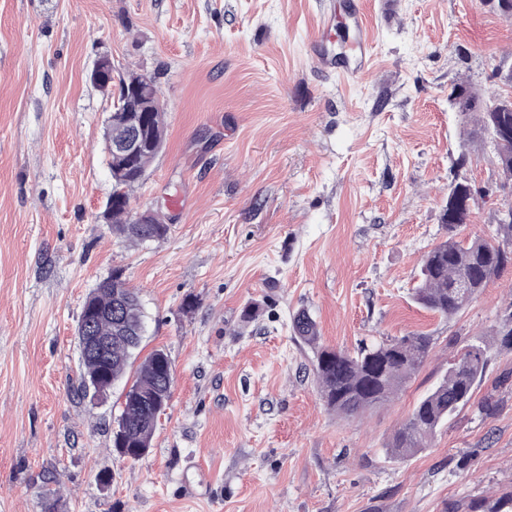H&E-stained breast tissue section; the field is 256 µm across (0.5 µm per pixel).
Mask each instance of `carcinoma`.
I'll return each mask as SVG.
<instances>
[{
    "label": "carcinoma",
    "instance_id": "carcinoma-1",
    "mask_svg": "<svg viewBox=\"0 0 512 512\" xmlns=\"http://www.w3.org/2000/svg\"><path fill=\"white\" fill-rule=\"evenodd\" d=\"M481 3L512 20V0ZM143 79L141 73L111 76L98 85L101 91L114 94V110L139 111L144 139L156 140L155 145L145 146L134 169L127 170L117 161L109 164L117 198L112 208L104 211L103 219L110 224L113 235L135 243L161 239L168 231V225L155 214L148 224L136 223L126 204L130 191L141 183L139 176L146 174L165 140V112L144 111V102L132 93L133 86ZM449 97L472 122L470 138L489 145L498 175L506 182L512 181V107L498 113L486 111L482 95L465 81L454 82ZM477 194L476 187L466 178L450 185L441 217L444 235L424 256L421 279L412 292L417 305L444 319L464 309L512 262V223H496L490 239L459 237ZM86 302L97 304L104 313L112 311V318L104 316L96 322L97 334L112 336V350L98 356L79 349L83 396L92 388V377L97 373L111 375L114 385L125 378L146 331L139 292L127 285L118 269L97 285ZM292 327L297 338L315 349L313 376L321 399L327 408L344 417L390 402L420 371L433 349V338L423 332L365 344L354 353L323 346L319 344L316 321L304 311L293 316ZM493 346L512 349V307L505 310L493 329L492 341L468 345L396 428L386 447L391 457L405 459L428 447L449 420L466 408L473 407L484 415L498 408V402L490 396L474 400L475 388L486 376L488 352ZM169 362L167 352L156 349L140 364L135 381L124 394L117 429L112 431V447L118 454L136 458L151 448L160 415L156 400L171 399ZM445 512H512V489L469 503L452 502Z\"/></svg>",
    "mask_w": 512,
    "mask_h": 512
}]
</instances>
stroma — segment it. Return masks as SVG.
<instances>
[{"label":"stroma","instance_id":"stroma-1","mask_svg":"<svg viewBox=\"0 0 512 512\" xmlns=\"http://www.w3.org/2000/svg\"><path fill=\"white\" fill-rule=\"evenodd\" d=\"M320 2L0 0V512H40L48 487L62 512H442L512 486L511 350H490L475 391L499 398L493 415L461 411L413 457L385 451L512 302V265L448 319L411 298L457 177L490 190L463 236L493 232L495 159L473 144L456 168L468 122L448 88L493 90L512 21L480 0H363L373 65L342 81L307 56ZM102 56L154 74L166 111L131 205L169 232L143 245L102 219L112 99L88 79ZM116 268L140 294L142 354L165 349L174 370L136 461L112 449L122 386L74 394L81 309ZM301 310L329 347L424 332L434 348L392 402L339 417L292 332Z\"/></svg>","mask_w":512,"mask_h":512}]
</instances>
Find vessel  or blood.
<instances>
[{"label":"vessel or blood","instance_id":"b4317fda","mask_svg":"<svg viewBox=\"0 0 512 512\" xmlns=\"http://www.w3.org/2000/svg\"><path fill=\"white\" fill-rule=\"evenodd\" d=\"M374 25L362 0H336L325 8L306 38L309 57L321 72L353 78L371 67Z\"/></svg>","mask_w":512,"mask_h":512}]
</instances>
